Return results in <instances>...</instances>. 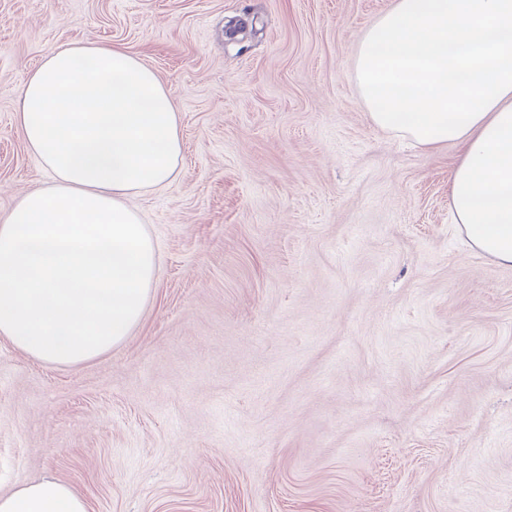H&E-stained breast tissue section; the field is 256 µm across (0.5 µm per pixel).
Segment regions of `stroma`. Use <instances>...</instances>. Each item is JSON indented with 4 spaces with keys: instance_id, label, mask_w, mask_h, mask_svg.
Here are the masks:
<instances>
[{
    "instance_id": "35a3bbf8",
    "label": "stroma",
    "mask_w": 512,
    "mask_h": 512,
    "mask_svg": "<svg viewBox=\"0 0 512 512\" xmlns=\"http://www.w3.org/2000/svg\"><path fill=\"white\" fill-rule=\"evenodd\" d=\"M392 0H0V215L48 172L16 120L43 56L119 46L179 110L132 197L141 322L45 363L0 337V495L91 512H512V266L450 213L460 145L371 122L355 48ZM0 512H89V505L66 483L45 479L0 495Z\"/></svg>"
}]
</instances>
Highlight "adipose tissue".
<instances>
[{
  "label": "adipose tissue",
  "instance_id": "1",
  "mask_svg": "<svg viewBox=\"0 0 512 512\" xmlns=\"http://www.w3.org/2000/svg\"><path fill=\"white\" fill-rule=\"evenodd\" d=\"M354 78L372 123L464 147L451 214L469 244L512 266V0H392L363 34ZM17 121L49 182L0 215V336L74 365L122 343L153 292L156 245L134 194L183 159L178 107L138 58L106 44L49 51ZM0 512H89L55 479L0 495Z\"/></svg>",
  "mask_w": 512,
  "mask_h": 512
}]
</instances>
